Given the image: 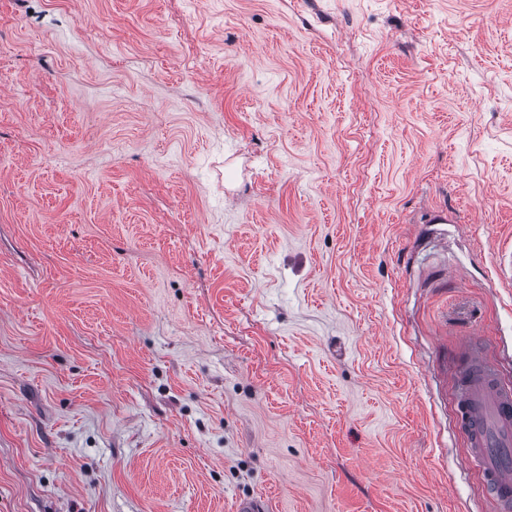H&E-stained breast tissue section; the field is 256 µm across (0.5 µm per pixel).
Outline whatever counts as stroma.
I'll list each match as a JSON object with an SVG mask.
<instances>
[{"instance_id": "obj_1", "label": "stroma", "mask_w": 512, "mask_h": 512, "mask_svg": "<svg viewBox=\"0 0 512 512\" xmlns=\"http://www.w3.org/2000/svg\"><path fill=\"white\" fill-rule=\"evenodd\" d=\"M512 0H0V512H496ZM454 400L470 450L498 512L512 511V386L474 351L454 377Z\"/></svg>"}]
</instances>
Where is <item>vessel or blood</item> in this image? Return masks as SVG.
<instances>
[{"label": "vessel or blood", "mask_w": 512, "mask_h": 512, "mask_svg": "<svg viewBox=\"0 0 512 512\" xmlns=\"http://www.w3.org/2000/svg\"><path fill=\"white\" fill-rule=\"evenodd\" d=\"M454 400L472 465L497 512H512V386L476 351L454 377Z\"/></svg>", "instance_id": "b4317fda"}]
</instances>
